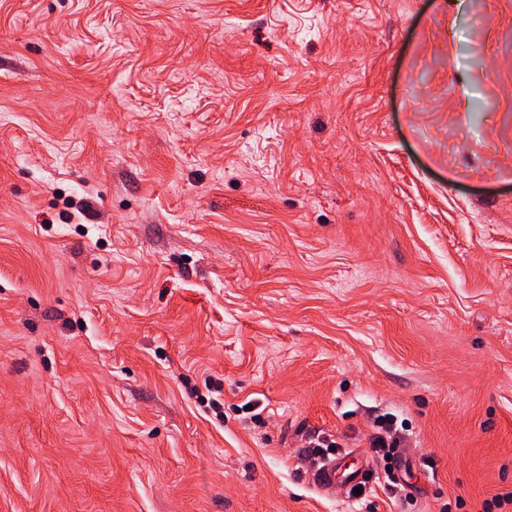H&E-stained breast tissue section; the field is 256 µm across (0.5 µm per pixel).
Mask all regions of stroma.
Listing matches in <instances>:
<instances>
[{"mask_svg":"<svg viewBox=\"0 0 512 512\" xmlns=\"http://www.w3.org/2000/svg\"><path fill=\"white\" fill-rule=\"evenodd\" d=\"M510 492L512 0H0V512ZM375 423L377 429L369 438V447L376 454L378 471L383 473L384 478L389 482L396 484L395 470L398 469V459L395 455V449L399 448L398 437L396 433H393V425L389 420L381 418L376 420ZM387 456H390V460H387ZM378 471L373 470L371 477ZM369 465L354 464L346 466L340 456L326 458L323 465L313 477V482L318 490L328 491L336 488L344 489L353 483H359L368 475Z\"/></svg>","mask_w":512,"mask_h":512,"instance_id":"1","label":"stroma"}]
</instances>
